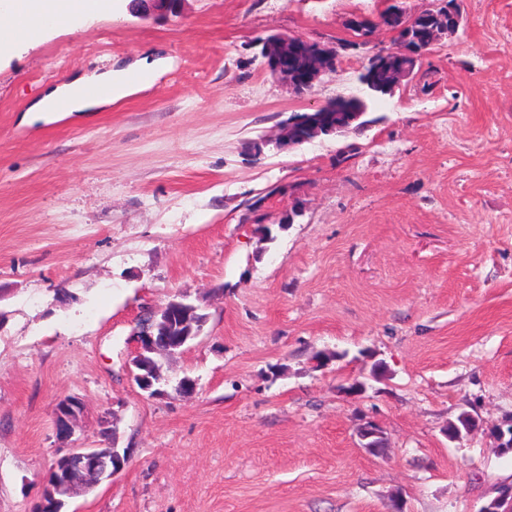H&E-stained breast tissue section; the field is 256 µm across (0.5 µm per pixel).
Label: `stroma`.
Instances as JSON below:
<instances>
[{"label": "stroma", "instance_id": "stroma-1", "mask_svg": "<svg viewBox=\"0 0 512 512\" xmlns=\"http://www.w3.org/2000/svg\"><path fill=\"white\" fill-rule=\"evenodd\" d=\"M388 2L113 0L0 46V512H37L66 396L71 446L128 456L67 512H479L512 483V0H457L462 29L377 123L250 148L357 87L345 21ZM269 33L349 48L294 94L254 58ZM106 72L143 80L28 114ZM178 293L207 321L162 374L197 390L151 398L131 332ZM464 411L478 428L448 440ZM369 420L382 453L359 446ZM185 0H131L129 8L142 14L143 16L150 15L151 11L162 12L166 14H176L179 12L182 2ZM147 10L149 13H147ZM90 83L94 82L81 78L66 83L64 86L56 87L34 104L29 112H92L100 104V101L89 95L88 85ZM60 101L66 103H59L58 107L61 110L56 108ZM81 411V404L72 399H66L56 404L55 430L57 437L67 439L73 434V423Z\"/></svg>", "mask_w": 512, "mask_h": 512}]
</instances>
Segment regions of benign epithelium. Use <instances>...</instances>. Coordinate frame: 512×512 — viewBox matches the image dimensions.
<instances>
[{
	"instance_id": "1",
	"label": "benign epithelium",
	"mask_w": 512,
	"mask_h": 512,
	"mask_svg": "<svg viewBox=\"0 0 512 512\" xmlns=\"http://www.w3.org/2000/svg\"><path fill=\"white\" fill-rule=\"evenodd\" d=\"M184 0H133L130 9L138 14L147 15V12L158 11L163 14H176L179 12ZM388 12L397 19L394 34L398 36L395 46L391 49L377 48L370 64L378 66L386 64L397 55L405 57L416 66L426 52L416 49L409 42L405 31L415 23L435 18L444 20L453 19L451 26H443L441 30L448 33L458 31L461 17L457 13L455 0H431L429 6L417 13L409 14L398 0H391ZM357 38L354 44L359 46L371 40V23L364 17H350L346 19ZM260 46V56L267 71L285 86L290 92H299L302 88H312L322 78L333 74L337 58L340 56L339 45H328L313 42L295 36L272 34L256 40ZM336 126L322 129L310 120L309 114L291 113L264 143L272 144L277 148L299 146L313 139L332 133ZM199 307L187 302V296L177 294L164 306L152 310V313L161 315V320L155 325L134 328L136 336V352L129 361L127 373L130 380L142 391L151 396L161 395L163 391L156 388L162 381L161 368L156 364L144 363L145 354L159 352L168 355L172 346L161 347V337L168 335L166 326L168 319L177 316L183 319V325L188 327V337L195 338L200 331L193 328ZM81 404L72 399H66L56 404L55 430L56 436L69 438L73 434V423L81 413ZM381 436V428L374 421H367L358 429L361 447L371 452L374 448L372 439ZM67 465L58 472L52 485L44 484L46 493L42 494L40 512H56L59 503H65L69 498L86 494L103 482L112 480V477L121 470L128 461L127 455L112 448H71L62 454Z\"/></svg>"
}]
</instances>
